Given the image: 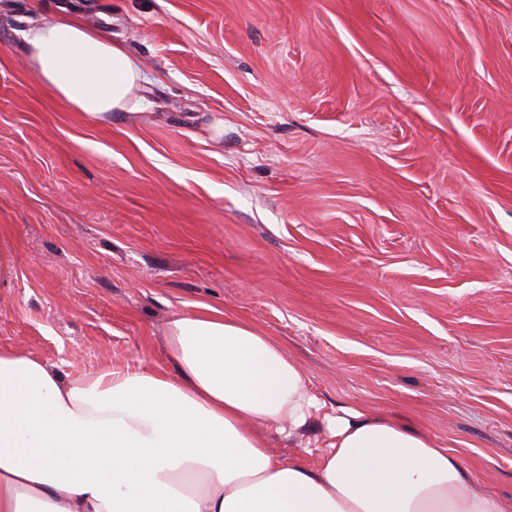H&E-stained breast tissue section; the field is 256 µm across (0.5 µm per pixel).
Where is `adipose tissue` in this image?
<instances>
[{
    "label": "adipose tissue",
    "instance_id": "1",
    "mask_svg": "<svg viewBox=\"0 0 512 512\" xmlns=\"http://www.w3.org/2000/svg\"><path fill=\"white\" fill-rule=\"evenodd\" d=\"M24 42L73 111L138 110L141 61L70 12ZM165 351L169 376L73 377L0 346V512H512L462 449L363 406L327 410L284 344L229 311L174 316ZM270 429L297 454H276Z\"/></svg>",
    "mask_w": 512,
    "mask_h": 512
}]
</instances>
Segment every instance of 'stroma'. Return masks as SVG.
Listing matches in <instances>:
<instances>
[{
  "instance_id": "35a3bbf8",
  "label": "stroma",
  "mask_w": 512,
  "mask_h": 512,
  "mask_svg": "<svg viewBox=\"0 0 512 512\" xmlns=\"http://www.w3.org/2000/svg\"><path fill=\"white\" fill-rule=\"evenodd\" d=\"M141 111L90 121L0 0V345L169 373L204 303L328 405L462 449L512 497V0H96Z\"/></svg>"
}]
</instances>
